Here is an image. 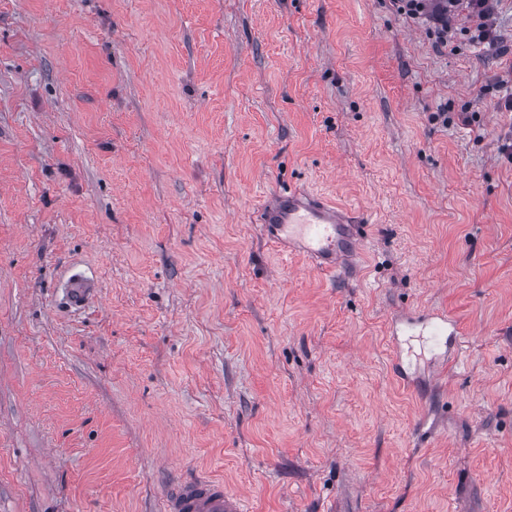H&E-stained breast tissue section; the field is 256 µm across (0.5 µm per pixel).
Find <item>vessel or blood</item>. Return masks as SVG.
I'll return each instance as SVG.
<instances>
[{
	"mask_svg": "<svg viewBox=\"0 0 512 512\" xmlns=\"http://www.w3.org/2000/svg\"><path fill=\"white\" fill-rule=\"evenodd\" d=\"M258 221L270 242L297 247L326 272L345 267L362 242L354 217L320 197L293 189L263 205ZM66 296L74 310L83 311L98 301L99 291L75 274L67 282ZM162 512H243V504L225 491L223 480L191 476L168 490Z\"/></svg>",
	"mask_w": 512,
	"mask_h": 512,
	"instance_id": "1",
	"label": "vessel or blood"
}]
</instances>
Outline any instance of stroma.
Instances as JSON below:
<instances>
[{"label":"stroma","instance_id":"1","mask_svg":"<svg viewBox=\"0 0 512 512\" xmlns=\"http://www.w3.org/2000/svg\"><path fill=\"white\" fill-rule=\"evenodd\" d=\"M511 73L388 0H0V512L196 474L245 512H512ZM289 187L362 218L347 269L262 236ZM432 309L463 344L414 357ZM100 290L84 276L74 274L67 282L66 296L70 306L76 311H84L99 299Z\"/></svg>","mask_w":512,"mask_h":512}]
</instances>
